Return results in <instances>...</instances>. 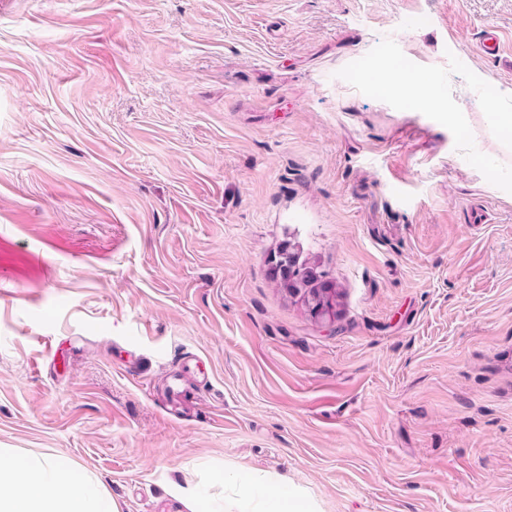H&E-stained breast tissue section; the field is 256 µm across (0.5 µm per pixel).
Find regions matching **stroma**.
Segmentation results:
<instances>
[{"instance_id": "stroma-1", "label": "stroma", "mask_w": 512, "mask_h": 512, "mask_svg": "<svg viewBox=\"0 0 512 512\" xmlns=\"http://www.w3.org/2000/svg\"><path fill=\"white\" fill-rule=\"evenodd\" d=\"M487 30L512 52V0H11L0 449L120 512H188L173 486L223 472L317 512H512V69ZM291 238L332 329L276 286Z\"/></svg>"}]
</instances>
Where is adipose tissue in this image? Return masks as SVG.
I'll use <instances>...</instances> for the list:
<instances>
[{"instance_id":"adipose-tissue-1","label":"adipose tissue","mask_w":512,"mask_h":512,"mask_svg":"<svg viewBox=\"0 0 512 512\" xmlns=\"http://www.w3.org/2000/svg\"><path fill=\"white\" fill-rule=\"evenodd\" d=\"M224 512H313L299 495L276 487L263 476L246 482L219 475ZM98 484L74 481L69 470L48 456L0 454V512H104Z\"/></svg>"}]
</instances>
